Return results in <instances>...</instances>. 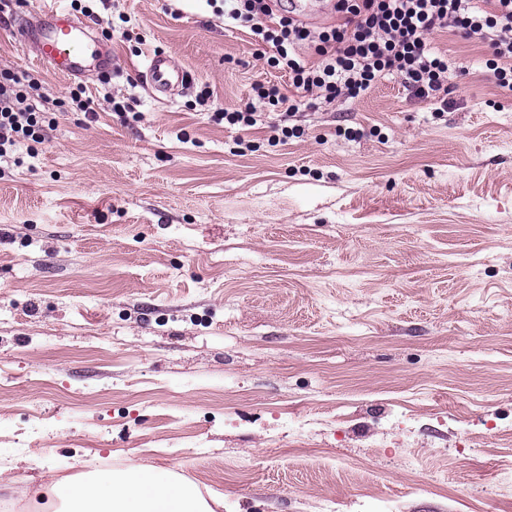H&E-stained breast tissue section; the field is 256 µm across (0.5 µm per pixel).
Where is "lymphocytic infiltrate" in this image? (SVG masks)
I'll list each match as a JSON object with an SVG mask.
<instances>
[{
	"label": "lymphocytic infiltrate",
	"mask_w": 512,
	"mask_h": 512,
	"mask_svg": "<svg viewBox=\"0 0 512 512\" xmlns=\"http://www.w3.org/2000/svg\"><path fill=\"white\" fill-rule=\"evenodd\" d=\"M225 26L249 29L268 49L266 63L288 76L293 95L258 81L245 107L223 113L235 130L229 148L254 151L250 130L266 127L270 146L303 138L299 106L332 107L364 95L386 77L399 78L418 99L446 101L448 55L432 46L436 32L460 35L485 48V79L512 92V0H335L331 23L312 28L285 9L283 0H224ZM37 83L30 75L0 76V161L9 160L23 140L46 136L45 116L27 103Z\"/></svg>",
	"instance_id": "lymphocytic-infiltrate-1"
}]
</instances>
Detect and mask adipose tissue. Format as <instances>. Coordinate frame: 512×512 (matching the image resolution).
<instances>
[{
  "instance_id": "obj_1",
  "label": "adipose tissue",
  "mask_w": 512,
  "mask_h": 512,
  "mask_svg": "<svg viewBox=\"0 0 512 512\" xmlns=\"http://www.w3.org/2000/svg\"><path fill=\"white\" fill-rule=\"evenodd\" d=\"M37 512H212L198 485L169 468L87 462L83 473L30 493Z\"/></svg>"
}]
</instances>
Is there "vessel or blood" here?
Returning a JSON list of instances; mask_svg holds the SVG:
<instances>
[{
  "mask_svg": "<svg viewBox=\"0 0 512 512\" xmlns=\"http://www.w3.org/2000/svg\"><path fill=\"white\" fill-rule=\"evenodd\" d=\"M88 27L86 21L70 16L61 9L45 7L36 11L20 32L22 42L35 49L38 60L63 76L82 75L90 60L111 61V51L96 53L82 48L81 42ZM151 87L159 92L171 91L184 81V74L175 67L167 54L157 53L148 59L146 73Z\"/></svg>",
  "mask_w": 512,
  "mask_h": 512,
  "instance_id": "b4317fda",
  "label": "vessel or blood"
}]
</instances>
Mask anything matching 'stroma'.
Masks as SVG:
<instances>
[{
	"label": "stroma",
	"mask_w": 512,
	"mask_h": 512,
	"mask_svg": "<svg viewBox=\"0 0 512 512\" xmlns=\"http://www.w3.org/2000/svg\"><path fill=\"white\" fill-rule=\"evenodd\" d=\"M45 3L0 13L53 121L0 164V512L85 460L178 467L219 512H512V94L482 50L434 35L467 69L444 109L388 77L235 156L219 112L288 77L209 0L102 11L106 84L19 41ZM158 51L188 84L148 91ZM79 85L95 118L57 107Z\"/></svg>",
	"instance_id": "obj_1"
}]
</instances>
